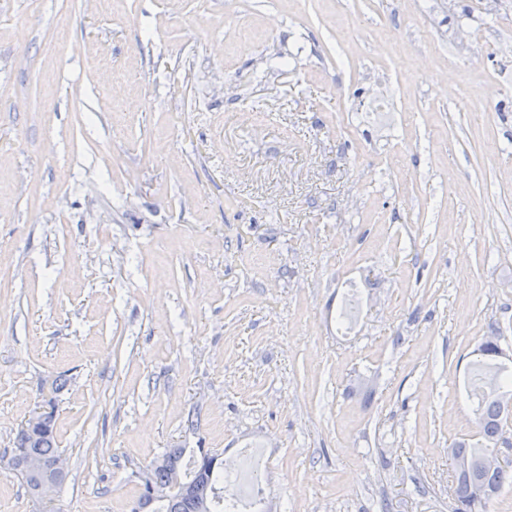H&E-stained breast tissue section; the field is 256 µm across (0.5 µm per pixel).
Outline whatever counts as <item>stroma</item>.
<instances>
[{
	"instance_id": "stroma-1",
	"label": "stroma",
	"mask_w": 512,
	"mask_h": 512,
	"mask_svg": "<svg viewBox=\"0 0 512 512\" xmlns=\"http://www.w3.org/2000/svg\"><path fill=\"white\" fill-rule=\"evenodd\" d=\"M512 356V0H0V455L130 512L261 446L267 512H451ZM479 380L482 382L481 392L476 395L477 405L474 414L482 438L487 443H494L503 437L510 421L511 413L507 412L502 396L512 392V371L505 365H491L483 360L475 362ZM491 381L494 386L491 387ZM487 388L488 390H484ZM50 411L43 412L44 407L39 406L36 408L24 423L16 437V448H24L25 459L36 461L43 466L49 465L59 455V448L56 446L55 432H54V411L50 404ZM44 418V420H43ZM43 420L42 426L39 430L28 432L26 430H33ZM50 470L54 471L56 475L64 473L61 466L60 458H57L51 465Z\"/></svg>"
}]
</instances>
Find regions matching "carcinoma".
Segmentation results:
<instances>
[{
  "instance_id": "obj_1",
  "label": "carcinoma",
  "mask_w": 512,
  "mask_h": 512,
  "mask_svg": "<svg viewBox=\"0 0 512 512\" xmlns=\"http://www.w3.org/2000/svg\"><path fill=\"white\" fill-rule=\"evenodd\" d=\"M483 390L476 394L477 405L474 414L482 438L495 443L503 437L512 420L502 396L512 394V369L504 365H491L482 360L475 362ZM16 447L25 450V458L44 466L59 455L54 432V411L45 413L39 430H20ZM484 448H473L462 441L451 448V456L465 459L469 466L454 469L452 512H485L486 504L506 484L512 483V474L500 467L485 468L481 460ZM183 448H169L154 459L146 468L144 476L155 487L168 492L155 498L147 507L149 512H230L220 503V485L224 483V463L194 455L189 464L182 465Z\"/></svg>"
}]
</instances>
